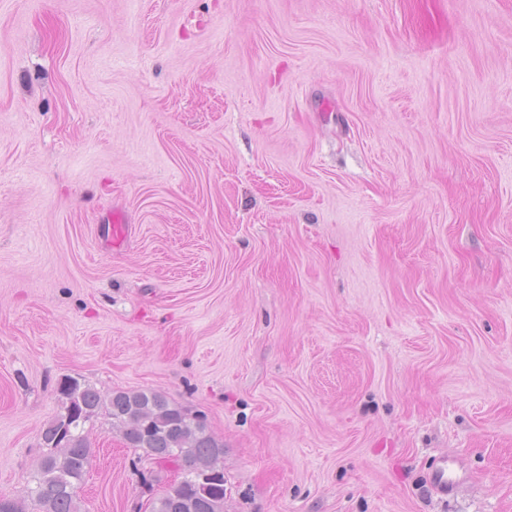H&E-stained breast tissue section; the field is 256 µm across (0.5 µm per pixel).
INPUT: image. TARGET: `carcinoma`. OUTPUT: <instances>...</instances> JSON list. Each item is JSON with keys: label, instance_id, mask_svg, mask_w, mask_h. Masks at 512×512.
Returning a JSON list of instances; mask_svg holds the SVG:
<instances>
[{"label": "carcinoma", "instance_id": "obj_1", "mask_svg": "<svg viewBox=\"0 0 512 512\" xmlns=\"http://www.w3.org/2000/svg\"><path fill=\"white\" fill-rule=\"evenodd\" d=\"M56 393L59 411L42 430L45 452L35 486L27 492L35 512H80L74 488L83 480L84 465L91 464L84 428L101 416L120 429L127 447L143 450L164 469L171 463L179 468V496L189 505L186 512H224V475L201 481L224 457V445L207 432L203 421L155 391L105 396L88 383L65 377Z\"/></svg>", "mask_w": 512, "mask_h": 512}]
</instances>
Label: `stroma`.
Listing matches in <instances>:
<instances>
[{
	"mask_svg": "<svg viewBox=\"0 0 512 512\" xmlns=\"http://www.w3.org/2000/svg\"><path fill=\"white\" fill-rule=\"evenodd\" d=\"M67 376L200 417L224 512H512V0H0V497Z\"/></svg>",
	"mask_w": 512,
	"mask_h": 512,
	"instance_id": "obj_1",
	"label": "stroma"
}]
</instances>
